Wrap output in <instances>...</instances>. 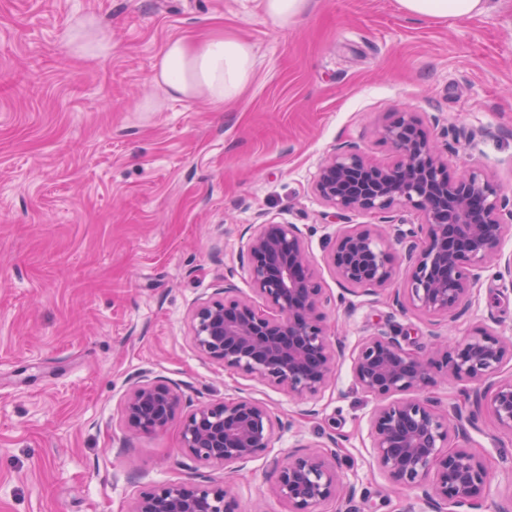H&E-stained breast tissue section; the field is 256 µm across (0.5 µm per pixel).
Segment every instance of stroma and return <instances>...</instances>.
Masks as SVG:
<instances>
[{
  "label": "stroma",
  "instance_id": "stroma-1",
  "mask_svg": "<svg viewBox=\"0 0 512 512\" xmlns=\"http://www.w3.org/2000/svg\"><path fill=\"white\" fill-rule=\"evenodd\" d=\"M90 20L109 55L62 43ZM218 28L257 54L236 104L172 100L152 84L170 38ZM402 110L437 136L489 130L452 143L448 170L476 164L512 194V0L448 21L406 17L396 0H312L285 28L258 0H0V512H129L152 486L205 476L230 483L237 512H289L269 492L275 462L331 437L356 494L322 512H432L378 469L374 402L354 386L350 354L389 326L415 349L479 324L512 336V292L485 273L449 321L337 282L326 262L337 230L383 218L332 216L314 176L350 144L391 161L378 131ZM270 220L304 231L345 344L311 405L211 364L190 339V308L225 278L251 296L246 243ZM142 374L193 405L253 396L282 427L243 467L198 464L179 422L125 428L121 402ZM457 444L492 469L488 505L512 512V438L484 412Z\"/></svg>",
  "mask_w": 512,
  "mask_h": 512
}]
</instances>
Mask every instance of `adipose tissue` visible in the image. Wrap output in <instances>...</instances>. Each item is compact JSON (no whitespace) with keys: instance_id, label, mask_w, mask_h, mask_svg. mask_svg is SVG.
Here are the masks:
<instances>
[{"instance_id":"ef3b65f1","label":"adipose tissue","mask_w":512,"mask_h":512,"mask_svg":"<svg viewBox=\"0 0 512 512\" xmlns=\"http://www.w3.org/2000/svg\"><path fill=\"white\" fill-rule=\"evenodd\" d=\"M405 15L425 20L468 19L484 14L488 0H397ZM257 57L245 38L217 30L204 38L166 42L153 64V82L174 99L235 103L254 78Z\"/></svg>"}]
</instances>
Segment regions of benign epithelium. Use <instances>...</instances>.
<instances>
[{
  "label": "benign epithelium",
  "mask_w": 512,
  "mask_h": 512,
  "mask_svg": "<svg viewBox=\"0 0 512 512\" xmlns=\"http://www.w3.org/2000/svg\"><path fill=\"white\" fill-rule=\"evenodd\" d=\"M395 153L385 165L356 145L330 155L313 181L316 196L334 213L405 209L420 222L337 233L327 262L343 286L373 294L393 281L388 234L401 245L410 275L393 302L428 317H452L468 306L482 275L495 268L512 288V253L503 251L512 223V196L471 167L452 176L448 157L413 112H397L379 130ZM254 298L224 280L222 295L189 311L192 344L211 363L280 388L300 401L318 398L343 355L320 309L327 302L306 238L296 224H257L247 241ZM512 360V336L477 326L450 343L433 337L423 352L396 333L363 339L352 354L356 388L376 404L369 430L378 468L391 483L422 491L435 512H479L492 481L489 467L452 438L477 427L487 411L512 434V376L493 380ZM468 384L466 406L441 411L429 395L434 377ZM182 396L166 381L141 375L127 389L122 413L136 433L161 432L181 416V446L192 459L243 465L270 447L279 420L255 398L229 396L181 412ZM338 450L288 456L277 467L274 494L290 512H320L345 486L329 457ZM129 512H235L227 487L210 481L167 483L141 492Z\"/></svg>",
  "instance_id": "benign-epithelium-1"
}]
</instances>
